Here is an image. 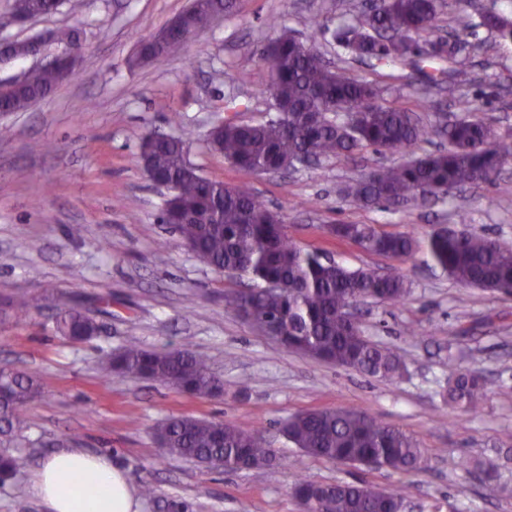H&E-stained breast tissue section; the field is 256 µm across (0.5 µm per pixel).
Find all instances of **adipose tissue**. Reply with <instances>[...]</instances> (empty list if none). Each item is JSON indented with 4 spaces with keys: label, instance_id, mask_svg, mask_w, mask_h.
Masks as SVG:
<instances>
[{
    "label": "adipose tissue",
    "instance_id": "adipose-tissue-1",
    "mask_svg": "<svg viewBox=\"0 0 512 512\" xmlns=\"http://www.w3.org/2000/svg\"><path fill=\"white\" fill-rule=\"evenodd\" d=\"M32 492L48 512H140L133 485L111 458L79 448L38 460Z\"/></svg>",
    "mask_w": 512,
    "mask_h": 512
}]
</instances>
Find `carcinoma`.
<instances>
[{"label":"carcinoma","instance_id":"1","mask_svg":"<svg viewBox=\"0 0 512 512\" xmlns=\"http://www.w3.org/2000/svg\"><path fill=\"white\" fill-rule=\"evenodd\" d=\"M232 8V0H192L174 45L194 42L207 14ZM439 8L440 0H375L353 26V39L344 45L355 57L411 61L417 51L415 37L434 28ZM481 25L512 38V20L500 13L483 14ZM273 43V50H259L258 58L270 73L275 115L253 125L228 122L208 139L210 147L238 170L256 175L285 172L288 160L311 152L319 157H348L365 149L410 153L428 135L417 116L429 107L428 100L419 99L411 108L382 103L375 83L333 69L313 42L284 33ZM169 52L145 42L136 60L161 64ZM65 79L58 69L35 70L25 87L0 88V106L22 112ZM436 134L448 140V147L397 166H380L351 181L346 196L363 206L423 202L430 194H446L456 187L490 184L512 158V144L500 140L493 126L482 120L462 117ZM139 161L147 174L172 184L162 213L186 246L218 273L236 271L269 285L266 290L224 294L225 309L277 323L284 331L281 343L290 350L371 377L403 376L406 365L400 353L370 341L355 318L342 313L352 301L404 300L410 288L403 276L371 267L349 270L303 250L250 185L202 177L186 161V139L181 135L146 137ZM330 233L338 241L395 258L408 256L417 247L408 235L382 233L366 224H338ZM428 250L434 262L461 284L492 291L512 285V248L492 238L441 229L429 237ZM57 331L83 342L93 337L96 325L87 314L71 310L57 320ZM101 371L146 377L193 397L216 392L217 379L207 359L186 348L159 353L130 342L106 356ZM487 385L478 371L456 376L448 383V405L461 411L477 408ZM37 393L31 378L0 373L1 436L13 433ZM282 433L304 453L330 462L375 463L404 473L419 468L422 459L421 449L405 432L354 410H304L284 424ZM158 436L164 454L208 466L259 468L273 459L255 429L231 422L173 416L160 425ZM24 467V457L0 452L1 480L15 477ZM295 494L314 512H399L405 501L401 485L299 483Z\"/></svg>","mask_w":512,"mask_h":512}]
</instances>
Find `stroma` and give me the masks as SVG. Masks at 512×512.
I'll use <instances>...</instances> for the list:
<instances>
[{"label":"stroma","mask_w":512,"mask_h":512,"mask_svg":"<svg viewBox=\"0 0 512 512\" xmlns=\"http://www.w3.org/2000/svg\"><path fill=\"white\" fill-rule=\"evenodd\" d=\"M364 0H236L233 14L170 52L164 65L129 61L140 42L158 34L190 0H64L58 11L24 23L13 0H0V37L45 36L47 57L63 52L52 34L83 32L78 72L23 112L0 114V370L31 376L38 393L8 444L26 459L0 482V512H47L31 486L37 461L64 447L111 457L134 487L151 485L141 512H301L297 479L388 488L404 485L411 512H512V295L461 285L433 261L426 243L448 226L512 246V165L493 183L454 189L428 206L360 207L340 189L400 153L361 151L355 159L323 158L284 174L246 176L207 143L219 121L257 124L270 115V74L256 49L281 33L314 37L335 67L377 81L387 102L428 92L440 109L421 113L438 125L465 114L490 122L512 144V39L472 20L457 27L442 8L434 31L418 39L416 66L398 60L350 59L337 39L354 24ZM325 27L313 32V19ZM455 40L454 61L431 58L437 38ZM470 73L448 83L449 65ZM183 133L187 159L209 179L250 180L256 196L281 212L297 243L357 269L399 272L410 293L399 303L361 307V330L400 351L407 374L397 383L338 368L293 352L224 307V293L254 280L214 272L160 223L164 201L144 173L139 145L150 134ZM332 224H367L419 242L392 259L337 242ZM81 226L72 235V226ZM76 308L99 325L73 342L55 329ZM167 351L188 348L207 358L224 383L196 398L145 379L104 377L100 359L128 342ZM485 372L492 384L474 414L445 406L450 377ZM347 408L398 426L424 454L421 469L399 473L328 462L287 442L281 425L294 413ZM173 415L224 420L260 431L273 465L227 470L163 455L156 430ZM499 464L501 484L480 483L465 461Z\"/></svg>","instance_id":"stroma-1"}]
</instances>
